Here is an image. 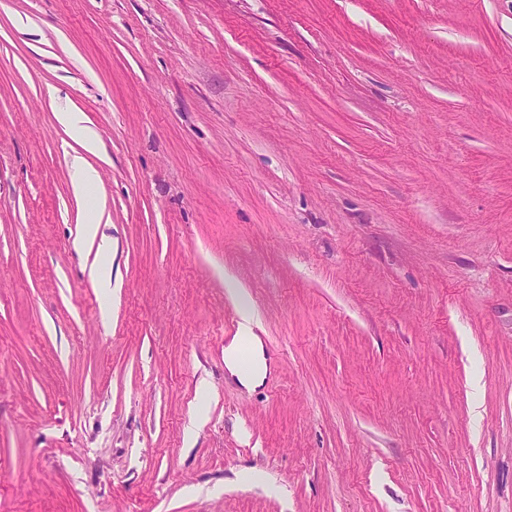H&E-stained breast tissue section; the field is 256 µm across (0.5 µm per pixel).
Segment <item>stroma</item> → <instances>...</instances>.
I'll use <instances>...</instances> for the list:
<instances>
[{"mask_svg": "<svg viewBox=\"0 0 512 512\" xmlns=\"http://www.w3.org/2000/svg\"><path fill=\"white\" fill-rule=\"evenodd\" d=\"M0 512H512V0H0ZM56 112L55 116L58 122L68 131L81 135L84 148L89 152H93L96 147L97 136L93 131L83 125L85 122L83 114L71 109H58ZM74 189L83 193L91 187L97 186L99 174L97 170L84 157H75L73 160ZM242 324L241 330L243 336H235L231 344L224 351V362L229 374L236 378L241 385L247 388L258 385L266 376L267 362L264 357L263 347L258 336L252 334L251 323L253 315L251 311L244 307L241 312ZM248 346L253 361V367L250 371H244L239 363L238 353L242 346Z\"/></svg>", "mask_w": 512, "mask_h": 512, "instance_id": "35a3bbf8", "label": "stroma"}]
</instances>
